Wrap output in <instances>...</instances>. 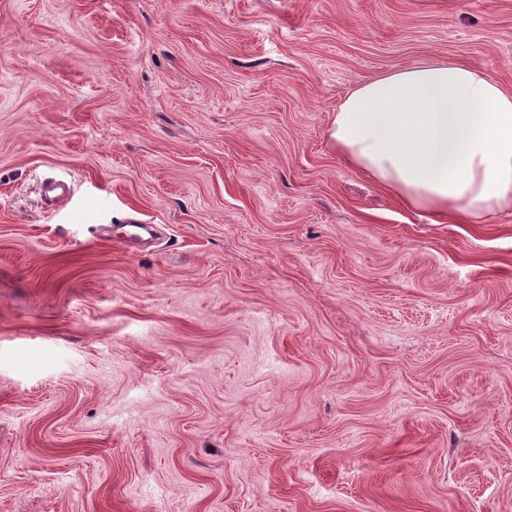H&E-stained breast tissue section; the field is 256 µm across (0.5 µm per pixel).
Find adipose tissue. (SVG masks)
I'll return each mask as SVG.
<instances>
[{
  "instance_id": "obj_1",
  "label": "adipose tissue",
  "mask_w": 512,
  "mask_h": 512,
  "mask_svg": "<svg viewBox=\"0 0 512 512\" xmlns=\"http://www.w3.org/2000/svg\"><path fill=\"white\" fill-rule=\"evenodd\" d=\"M328 135L408 208L465 223L512 206V90L470 65L373 76L345 97Z\"/></svg>"
}]
</instances>
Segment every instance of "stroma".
<instances>
[{"mask_svg":"<svg viewBox=\"0 0 512 512\" xmlns=\"http://www.w3.org/2000/svg\"><path fill=\"white\" fill-rule=\"evenodd\" d=\"M429 60L512 0H0V512H512V208L328 136Z\"/></svg>","mask_w":512,"mask_h":512,"instance_id":"stroma-1","label":"stroma"}]
</instances>
